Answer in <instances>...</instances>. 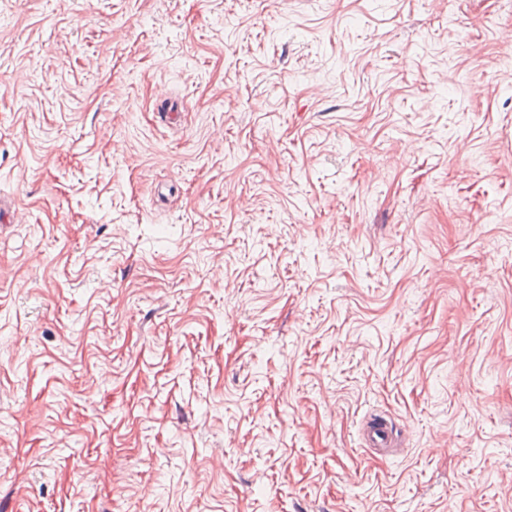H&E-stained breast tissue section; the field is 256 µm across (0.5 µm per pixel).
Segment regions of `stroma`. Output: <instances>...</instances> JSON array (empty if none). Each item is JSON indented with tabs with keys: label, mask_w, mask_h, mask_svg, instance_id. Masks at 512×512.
<instances>
[{
	"label": "stroma",
	"mask_w": 512,
	"mask_h": 512,
	"mask_svg": "<svg viewBox=\"0 0 512 512\" xmlns=\"http://www.w3.org/2000/svg\"><path fill=\"white\" fill-rule=\"evenodd\" d=\"M0 512H512V0H0ZM364 448H391L392 429L384 419H373L365 424L361 434Z\"/></svg>",
	"instance_id": "1"
}]
</instances>
